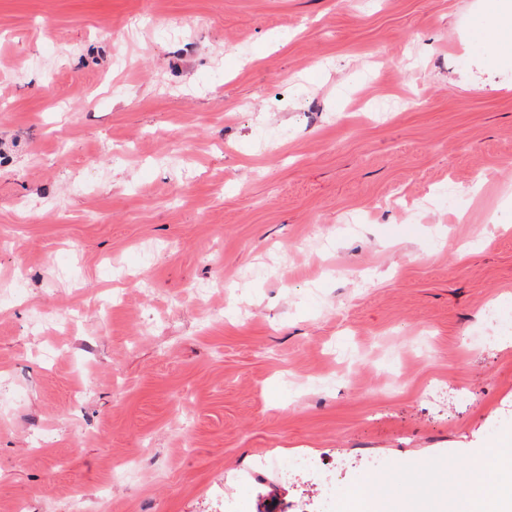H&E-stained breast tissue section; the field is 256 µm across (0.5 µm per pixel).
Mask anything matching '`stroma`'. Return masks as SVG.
Returning <instances> with one entry per match:
<instances>
[{
	"mask_svg": "<svg viewBox=\"0 0 512 512\" xmlns=\"http://www.w3.org/2000/svg\"><path fill=\"white\" fill-rule=\"evenodd\" d=\"M492 7L0 0V512H336L305 457L461 512L512 437Z\"/></svg>",
	"mask_w": 512,
	"mask_h": 512,
	"instance_id": "obj_1",
	"label": "stroma"
}]
</instances>
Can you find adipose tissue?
Instances as JSON below:
<instances>
[{
  "mask_svg": "<svg viewBox=\"0 0 512 512\" xmlns=\"http://www.w3.org/2000/svg\"><path fill=\"white\" fill-rule=\"evenodd\" d=\"M494 478L465 486L468 512H512V448H491L484 454Z\"/></svg>",
  "mask_w": 512,
  "mask_h": 512,
  "instance_id": "1",
  "label": "adipose tissue"
}]
</instances>
